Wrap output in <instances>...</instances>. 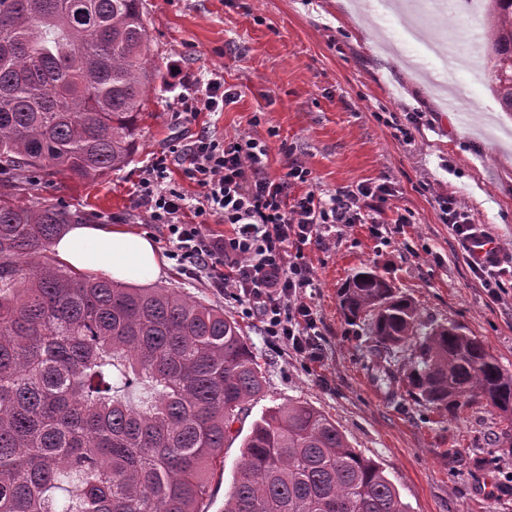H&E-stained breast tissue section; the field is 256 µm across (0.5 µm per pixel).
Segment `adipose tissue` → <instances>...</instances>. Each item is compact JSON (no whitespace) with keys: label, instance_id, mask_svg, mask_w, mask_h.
Listing matches in <instances>:
<instances>
[{"label":"adipose tissue","instance_id":"obj_1","mask_svg":"<svg viewBox=\"0 0 512 512\" xmlns=\"http://www.w3.org/2000/svg\"><path fill=\"white\" fill-rule=\"evenodd\" d=\"M73 268L93 269L118 282L157 278L163 260L145 234L120 226L78 224L53 247Z\"/></svg>","mask_w":512,"mask_h":512}]
</instances>
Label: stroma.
<instances>
[{"label":"stroma","instance_id":"obj_1","mask_svg":"<svg viewBox=\"0 0 512 512\" xmlns=\"http://www.w3.org/2000/svg\"><path fill=\"white\" fill-rule=\"evenodd\" d=\"M437 0H392L383 14L359 0H145L150 57L161 88L150 96L141 146L133 162L109 176L73 182L36 175L15 192L66 207L94 224L146 233L158 251L161 228L136 206L140 175L154 154L207 131L249 134L270 146L268 172L279 178L296 158L310 182L290 192L328 196L360 183L383 184L385 237L370 225L337 226L330 248L308 245L305 262L316 286L308 300L317 314L320 359L305 363L269 345L258 316H247L209 281L193 280L167 260L158 284L222 307L262 364L265 393L224 443V475L213 480L204 512H224V496L242 455V437L269 407L303 400L335 420L352 447L376 461L410 512H512V443L498 413L483 403L459 417H442L400 378L390 390L373 383L366 330L348 321L338 290L363 267H377L412 299L424 324H458L479 336L512 374V288L491 299L458 255L442 219L440 196L455 199L473 223L502 246L512 245V112L503 111L486 71L466 72L436 86L431 71L402 56L408 26L427 38L468 47L482 24V7L456 0L440 27ZM224 75L236 94L220 112L185 120L173 110L184 80ZM455 97L457 110L445 100ZM408 224L398 225L399 216Z\"/></svg>","mask_w":512,"mask_h":512}]
</instances>
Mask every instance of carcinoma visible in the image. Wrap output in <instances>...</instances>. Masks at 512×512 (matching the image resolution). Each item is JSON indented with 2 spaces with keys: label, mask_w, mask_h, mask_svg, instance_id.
<instances>
[{
  "label": "carcinoma",
  "mask_w": 512,
  "mask_h": 512,
  "mask_svg": "<svg viewBox=\"0 0 512 512\" xmlns=\"http://www.w3.org/2000/svg\"><path fill=\"white\" fill-rule=\"evenodd\" d=\"M486 17L480 48L512 112V0H488ZM158 79L143 0H0V187L125 168ZM70 223L0 194V512H202L226 437L264 390L258 357L218 306L48 260ZM339 303L367 323L379 386L412 345L420 400L456 417L481 398L512 429V375L480 337L422 326L370 267ZM243 448L224 512H410L307 402L269 408Z\"/></svg>",
  "instance_id": "1"
}]
</instances>
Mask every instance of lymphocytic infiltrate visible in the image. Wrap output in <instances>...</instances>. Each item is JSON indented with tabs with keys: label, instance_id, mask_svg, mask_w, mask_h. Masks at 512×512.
<instances>
[{
	"label": "lymphocytic infiltrate",
	"instance_id": "1",
	"mask_svg": "<svg viewBox=\"0 0 512 512\" xmlns=\"http://www.w3.org/2000/svg\"><path fill=\"white\" fill-rule=\"evenodd\" d=\"M234 99L224 88L222 74L208 80L186 81L177 96L180 111L194 116L222 111ZM270 147L249 135L220 139L201 133L189 143L172 145L156 156L139 182L136 203L148 223L160 225L169 246L168 256L191 278H204L245 305L246 315H258L269 344L286 345L296 356L318 359L316 314L307 301L314 285L304 249L315 243L329 247L332 227L361 219L359 202L382 199L380 186L359 185L322 197L315 192L289 196L292 183L307 182L310 171L291 160L285 177L268 173ZM179 162L184 176L200 189L197 199L168 186L170 162ZM444 220L474 275L497 297L512 259L503 248L480 261L474 258L477 242L488 238L483 225L472 223L453 198L441 199ZM193 221H186V212ZM228 230L211 232V219Z\"/></svg>",
	"mask_w": 512,
	"mask_h": 512
}]
</instances>
